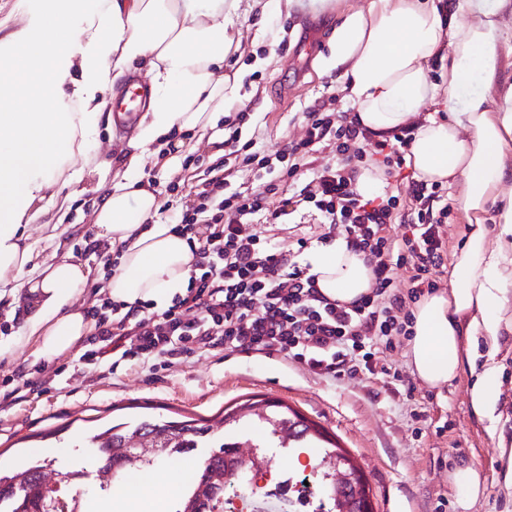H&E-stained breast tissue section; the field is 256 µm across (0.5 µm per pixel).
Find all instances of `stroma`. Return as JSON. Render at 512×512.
<instances>
[{
    "label": "stroma",
    "instance_id": "35a3bbf8",
    "mask_svg": "<svg viewBox=\"0 0 512 512\" xmlns=\"http://www.w3.org/2000/svg\"><path fill=\"white\" fill-rule=\"evenodd\" d=\"M367 0H326L324 5L281 14L265 29L253 15L233 19L240 44L231 48L224 70L238 74L241 104L227 108L235 115L248 108L241 127L243 139L274 153L306 134V112L323 107L343 112L349 104L335 77L324 75L322 58L330 54V37L340 15L365 6ZM319 38L311 49L303 42L310 29ZM223 126H216L214 143L192 150L194 133L180 132L184 148L175 152L172 167L147 162L144 175L167 211L157 220L167 224L194 197L206 168L224 149ZM98 176H84L82 191L66 200V188L54 185L42 206L38 223L24 233L34 247L25 270L0 287V470L12 472L35 462L46 463V478L56 482L65 473L81 469L83 481L74 493L91 505L111 500L97 477L100 466L90 437L108 427L136 425L143 420L188 417L209 421L216 434L253 444L252 424L223 426L226 407L248 398L281 400L326 430L363 474L373 512H459L448 476L465 463L477 465L486 478V490L473 512H512V494L500 479V451L512 446V335L503 337L498 355L501 392L494 420L475 416L469 393L475 381L461 371L448 384L429 388L414 382L413 394L394 381L392 370L410 374L408 348L392 352L377 349L373 360L381 369L372 375L324 378L277 356L229 353L216 346L149 368L123 362L117 368L82 364V346L46 358L39 340L27 330L23 308L9 309L18 285L35 275L53 256L67 254L90 269L87 284L75 303L87 312L111 271L112 258L86 251V238L95 234L92 222L99 198ZM265 237L276 243L291 261L302 262L306 247L318 245L326 228L309 210L280 224L263 225ZM28 372L38 393L17 391V375ZM420 419H413V412Z\"/></svg>",
    "mask_w": 512,
    "mask_h": 512
}]
</instances>
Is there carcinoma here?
<instances>
[{
  "instance_id": "obj_1",
  "label": "carcinoma",
  "mask_w": 512,
  "mask_h": 512,
  "mask_svg": "<svg viewBox=\"0 0 512 512\" xmlns=\"http://www.w3.org/2000/svg\"><path fill=\"white\" fill-rule=\"evenodd\" d=\"M246 416H255L264 423L267 436L278 440L281 446L284 445V432L297 440L308 436L322 440V434L303 418L283 410L276 402L258 409L226 411L223 423H236ZM211 430L212 427L191 420L141 422L131 428L116 425L97 434L89 440V445L102 462L98 469L100 485L110 486L112 479L123 472L151 466L161 458L206 444ZM214 447L216 451L196 472L191 490H183L177 496L176 512H217V498L224 496L225 463L231 461L232 449L238 444L224 441ZM336 460L341 462V470L349 472L352 483L345 501H336L335 512H372L367 501L369 491L362 476L342 454H336ZM63 492L64 489L47 484L43 466L38 464L11 475L0 474V512H56V500Z\"/></svg>"
}]
</instances>
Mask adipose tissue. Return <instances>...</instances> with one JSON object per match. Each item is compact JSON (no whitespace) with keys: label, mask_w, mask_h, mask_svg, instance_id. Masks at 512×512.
<instances>
[{"label":"adipose tissue","mask_w":512,"mask_h":512,"mask_svg":"<svg viewBox=\"0 0 512 512\" xmlns=\"http://www.w3.org/2000/svg\"><path fill=\"white\" fill-rule=\"evenodd\" d=\"M303 0H17L16 19L0 20V284L22 271L33 248L24 227L44 213L54 183L74 186L99 164L86 146L111 113L117 90L135 72L149 79L147 103L118 156L122 169L101 195L93 222L97 240L119 250L120 263L103 288L115 302L165 307L186 283L193 261L185 239L156 223V193L141 172L160 136L206 133L227 103L238 101L237 75L224 71L234 39L228 29L240 7L262 20ZM512 0H369L346 12L333 30L324 74H336L362 125L377 139L415 127L411 164L419 179L461 185L460 210L470 225L454 255L448 290L422 298L409 341L414 373L443 386L474 364V345L487 357L470 392L475 415L488 416L499 392L492 361L504 326L512 324V83L500 82V47ZM448 63L440 79L431 65ZM479 89H471L472 81ZM439 116H422L425 104ZM82 158L73 168L74 158ZM500 229L489 239L488 206ZM318 290L352 303L369 292L371 269L345 238L305 257ZM90 270L64 258L28 280L22 302L27 327L44 356L79 343L88 328L69 304ZM179 485L167 471L153 481L131 476L114 485L111 512H163Z\"/></svg>","instance_id":"obj_1"}]
</instances>
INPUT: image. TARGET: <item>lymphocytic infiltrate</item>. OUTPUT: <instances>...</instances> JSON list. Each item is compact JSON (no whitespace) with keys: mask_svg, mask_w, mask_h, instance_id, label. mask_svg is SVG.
<instances>
[{"mask_svg":"<svg viewBox=\"0 0 512 512\" xmlns=\"http://www.w3.org/2000/svg\"><path fill=\"white\" fill-rule=\"evenodd\" d=\"M306 119V139L273 154L230 130L223 155L175 218L173 231L186 239L193 256L183 293L160 312H147L142 303L93 305L87 315L95 339L81 361L102 365L117 355L143 365L165 363L220 345L231 353L277 355L335 379L375 374L372 347H400L401 337L411 333L412 304L437 287L432 272L448 260L450 207L440 184L406 171L413 129L377 140L350 111L314 108ZM322 144L336 153V167L297 181L302 161ZM370 152L388 171L405 175L410 207L402 217L394 215L397 196L366 197L356 189L359 165ZM244 167L278 173L289 188L283 192L272 183L262 195L231 189V177ZM305 205L314 206L330 231L344 235L372 269L370 292L351 304L327 299L314 276L250 228L254 222L278 223ZM396 218L404 227L398 239L389 233ZM399 269L406 272L401 281L395 277Z\"/></svg>","mask_w":512,"mask_h":512,"instance_id":"obj_1","label":"lymphocytic infiltrate"}]
</instances>
